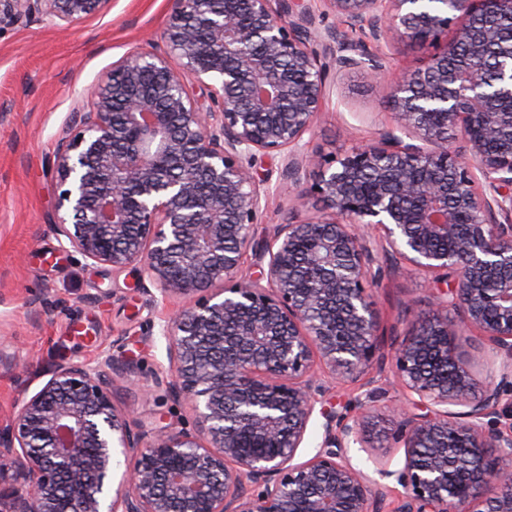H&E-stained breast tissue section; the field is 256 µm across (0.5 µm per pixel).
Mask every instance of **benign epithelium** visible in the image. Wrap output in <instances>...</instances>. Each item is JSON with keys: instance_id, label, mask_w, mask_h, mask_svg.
Segmentation results:
<instances>
[{"instance_id": "benign-epithelium-1", "label": "benign epithelium", "mask_w": 512, "mask_h": 512, "mask_svg": "<svg viewBox=\"0 0 512 512\" xmlns=\"http://www.w3.org/2000/svg\"><path fill=\"white\" fill-rule=\"evenodd\" d=\"M110 2L0 0V23L74 25ZM313 2L171 0L157 43L102 74L58 144L62 247L114 273L140 264L162 305L184 299L160 336L167 394L196 422L145 445L112 401L111 353L61 362L0 429V512H380L381 484L350 459L380 437L404 449L401 469H378L404 489L399 512H512V46L494 82L487 60L512 0H453L444 17L424 0H322L357 41L313 35ZM403 41L434 52L389 80L384 49ZM332 70L385 81L398 128L423 145L386 131L336 168L303 152ZM258 153L283 155L297 200L323 204L260 245ZM250 250L264 285L243 268ZM380 255L453 281L388 356L371 298ZM469 330L498 360L483 386L457 352ZM387 358L414 396L394 431L370 399L354 418L323 407L315 363L359 380ZM317 410L322 440L297 463Z\"/></svg>"}]
</instances>
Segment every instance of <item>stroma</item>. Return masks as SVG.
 I'll return each instance as SVG.
<instances>
[{"mask_svg": "<svg viewBox=\"0 0 512 512\" xmlns=\"http://www.w3.org/2000/svg\"><path fill=\"white\" fill-rule=\"evenodd\" d=\"M169 0H111L108 10L68 26L46 17L0 25V346L14 354L19 376L0 372V425L14 402L33 395L60 361L95 362L107 351L130 362L113 375V402L131 411L134 431L152 436L160 426H192L189 408L155 379L171 374L159 335L161 308L144 289L139 266L113 274L74 252L64 253L53 230L59 186L54 156L74 131L76 113L87 111L101 74L129 51L148 48L163 29ZM396 120L382 89L364 72L352 71L327 89L305 152L340 158L376 141ZM281 156L257 155L253 176L270 195L254 226V238L270 237L286 219L321 212L318 201L299 205L288 191ZM374 290L381 352L392 350L409 322L425 319L441 296L430 277L388 260ZM325 399L337 413L353 416L354 402L374 396L383 426L393 428L402 396L391 366L371 371L368 381L334 380L318 369Z\"/></svg>", "mask_w": 512, "mask_h": 512, "instance_id": "35a3bbf8", "label": "stroma"}]
</instances>
